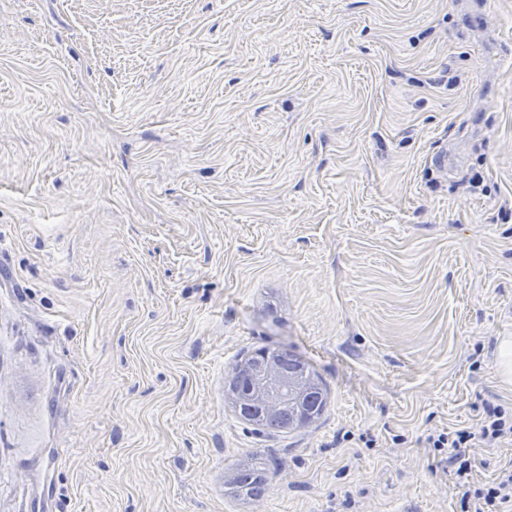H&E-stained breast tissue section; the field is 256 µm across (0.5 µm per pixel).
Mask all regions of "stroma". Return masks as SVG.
<instances>
[{"label":"stroma","instance_id":"35a3bbf8","mask_svg":"<svg viewBox=\"0 0 512 512\" xmlns=\"http://www.w3.org/2000/svg\"><path fill=\"white\" fill-rule=\"evenodd\" d=\"M506 336L512 0H0V512H461ZM268 345L317 422L225 399ZM268 360L279 362L286 372L285 379L270 386L269 390L271 400L280 408L270 411L256 399H242L239 407L235 406L240 415L264 432L271 433L292 432L319 418L326 408L322 382L300 357L283 347H263L244 355L234 364L228 389H235V373L239 367L251 369L260 380L261 375L257 373ZM272 476L273 472L267 464L248 462L234 469L230 484L247 498L259 500L264 497Z\"/></svg>","mask_w":512,"mask_h":512}]
</instances>
